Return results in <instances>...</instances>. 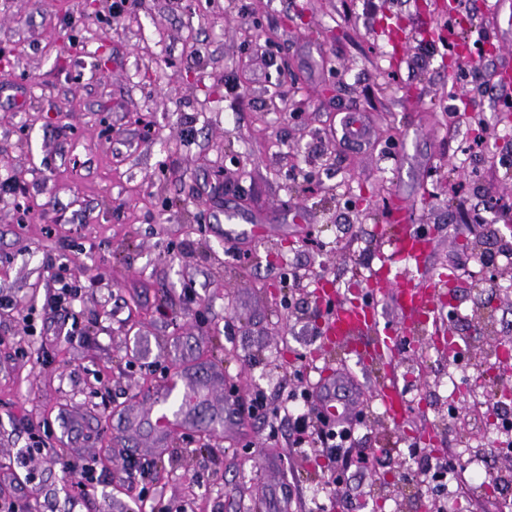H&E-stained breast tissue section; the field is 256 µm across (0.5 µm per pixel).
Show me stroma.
I'll list each match as a JSON object with an SVG mask.
<instances>
[{"mask_svg": "<svg viewBox=\"0 0 512 512\" xmlns=\"http://www.w3.org/2000/svg\"><path fill=\"white\" fill-rule=\"evenodd\" d=\"M441 2L124 0L116 15L112 0H0V296L16 303L0 310V479L30 434L53 447L14 496L135 512L133 456L153 466L151 495L186 512H419L401 474L429 429L432 456L453 453L469 483L512 471L472 420L512 388V371L477 383L512 342V258L495 286L470 276L512 241V0ZM448 25L482 47L453 78L428 35ZM392 217L428 236L419 260L392 255ZM385 262L404 285L452 277L447 330L470 341L456 391L452 356L423 338L384 369L319 352L317 284L365 291ZM63 263L83 290L52 321L41 306ZM335 367L365 397L370 455L343 507L336 461L294 447L288 413ZM387 374L406 399L397 423L371 402ZM178 375L179 400L152 410ZM64 458L97 460L94 493Z\"/></svg>", "mask_w": 512, "mask_h": 512, "instance_id": "stroma-1", "label": "stroma"}]
</instances>
